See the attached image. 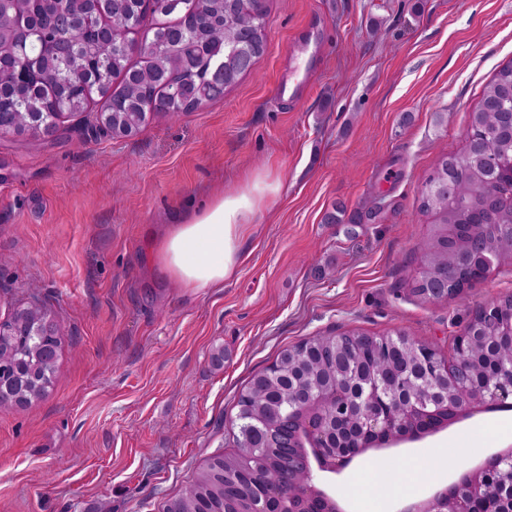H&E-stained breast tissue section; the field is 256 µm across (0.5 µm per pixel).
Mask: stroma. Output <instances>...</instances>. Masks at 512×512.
I'll return each mask as SVG.
<instances>
[{"instance_id": "1", "label": "stroma", "mask_w": 512, "mask_h": 512, "mask_svg": "<svg viewBox=\"0 0 512 512\" xmlns=\"http://www.w3.org/2000/svg\"><path fill=\"white\" fill-rule=\"evenodd\" d=\"M268 50L222 99L150 117L130 137L63 130L0 138V319L40 300L64 341L52 386L0 411V512H165L235 450L238 399L309 336L405 333L450 361L469 312L512 294L491 267L465 298L412 291L429 233L421 182L466 145L485 84L512 61V0H267ZM321 32L302 98L275 87L300 33ZM279 184L246 229L223 288L162 279L152 237L177 212L256 180ZM382 210L328 224L344 204ZM224 350V365L211 354ZM512 438V409L378 450L393 479L437 476L426 449L471 468ZM346 512H375L367 472H313Z\"/></svg>"}]
</instances>
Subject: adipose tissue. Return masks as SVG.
<instances>
[{
  "mask_svg": "<svg viewBox=\"0 0 512 512\" xmlns=\"http://www.w3.org/2000/svg\"><path fill=\"white\" fill-rule=\"evenodd\" d=\"M249 193L219 194L177 215L154 242L158 272L181 287H223L242 256L244 229L254 211Z\"/></svg>",
  "mask_w": 512,
  "mask_h": 512,
  "instance_id": "obj_1",
  "label": "adipose tissue"
}]
</instances>
